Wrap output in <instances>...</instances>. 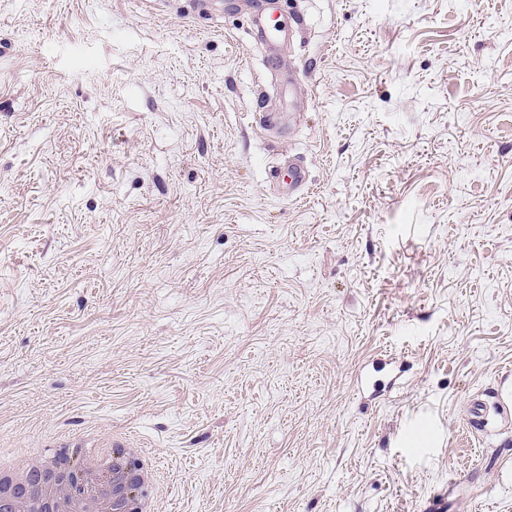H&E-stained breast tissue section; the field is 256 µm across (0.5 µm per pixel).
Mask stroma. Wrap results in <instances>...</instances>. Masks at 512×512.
<instances>
[{
    "label": "stroma",
    "mask_w": 512,
    "mask_h": 512,
    "mask_svg": "<svg viewBox=\"0 0 512 512\" xmlns=\"http://www.w3.org/2000/svg\"><path fill=\"white\" fill-rule=\"evenodd\" d=\"M293 9L260 138L246 15L0 0V455L127 436L160 512H512V415L466 426L512 369V0ZM282 171L286 172L288 178L286 186L279 179ZM271 177L273 190L280 198L295 199L310 184L309 171L299 159H288V161L282 162L273 170Z\"/></svg>",
    "instance_id": "1"
}]
</instances>
